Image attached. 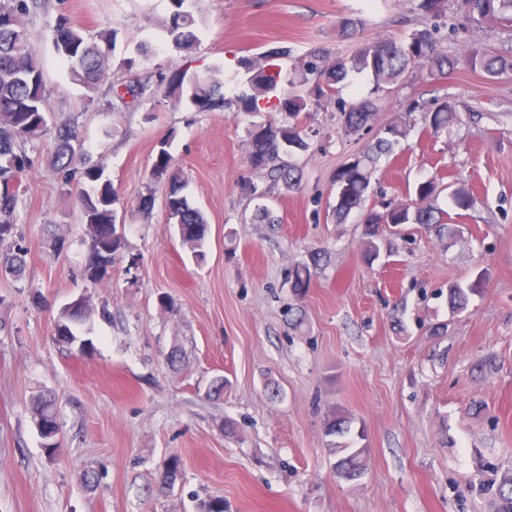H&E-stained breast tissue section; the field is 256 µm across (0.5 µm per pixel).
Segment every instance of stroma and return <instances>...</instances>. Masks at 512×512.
Segmentation results:
<instances>
[{"instance_id":"1","label":"stroma","mask_w":512,"mask_h":512,"mask_svg":"<svg viewBox=\"0 0 512 512\" xmlns=\"http://www.w3.org/2000/svg\"><path fill=\"white\" fill-rule=\"evenodd\" d=\"M199 45L180 51L165 25L169 0H38L27 18L42 31L67 15L92 35L117 39L110 72L144 83L157 73L235 71L241 58L279 50L284 69L314 51L351 55L377 37L429 28L451 55L489 48L512 56V26L478 27L448 9L428 17L417 0H191ZM360 20L346 33V19ZM55 123L77 122L84 147L75 170L98 165L116 194L124 245L100 283L84 281L91 238L79 183L53 167L52 134L27 143L33 161L21 202L27 266L0 277V512H495L512 477V71L488 77L458 65L414 80L382 103L384 126L409 115L395 158L376 171L366 208L408 198L419 180L465 182L476 202L454 216L458 231L384 233L369 241L359 215L336 223L333 179L371 140L344 136L341 111L369 98L370 75L349 73L330 105L302 113L310 147L301 186L253 177L248 131L284 114L230 107L202 112L189 97L146 95L130 109L105 90L72 83L50 43H34ZM447 100L459 118L426 134L410 102ZM167 146L190 204L208 221L195 263L169 221L165 189L151 177ZM255 181L252 197L242 182ZM155 188L150 215L139 198ZM275 221L252 222L257 205ZM322 253L304 295L288 271ZM483 277L462 312L448 287ZM84 298L91 351L54 339L62 307ZM180 347L183 361L166 356ZM226 377L223 395L206 388ZM58 399L60 451L44 453L31 396ZM348 417L366 466L354 482L336 471L326 434ZM233 435H225V423ZM182 478L158 493L164 461Z\"/></svg>"}]
</instances>
